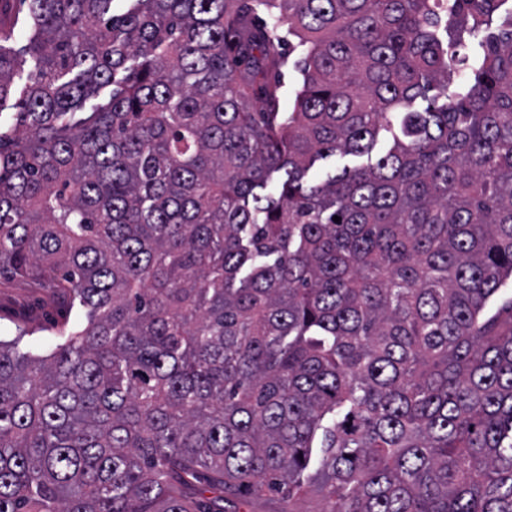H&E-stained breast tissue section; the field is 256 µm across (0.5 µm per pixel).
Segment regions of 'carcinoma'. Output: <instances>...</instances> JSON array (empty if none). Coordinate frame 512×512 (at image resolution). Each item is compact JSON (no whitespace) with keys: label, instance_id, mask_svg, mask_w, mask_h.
Returning a JSON list of instances; mask_svg holds the SVG:
<instances>
[{"label":"carcinoma","instance_id":"obj_1","mask_svg":"<svg viewBox=\"0 0 512 512\" xmlns=\"http://www.w3.org/2000/svg\"><path fill=\"white\" fill-rule=\"evenodd\" d=\"M19 2L0 512H512V0ZM28 18L27 5L20 7L17 4L15 11L11 13L9 19V24L14 30V35L13 38L8 43H4V45L13 46L16 49L26 42L28 35ZM299 49L289 58L287 64L282 68L278 77L280 83V99L284 112H288V103L291 102L296 86L298 85L300 75L293 67V61L297 58ZM0 336L6 339L16 336L19 329L35 330L31 339L40 347L47 346L56 335L51 327L63 322L68 326L80 322L81 315L73 309L69 312L54 302L45 292L27 288L22 281L4 283L0 280ZM40 328H45L40 331ZM321 507L316 498H300L288 503V497L265 493L248 499L240 512H317Z\"/></svg>","mask_w":512,"mask_h":512}]
</instances>
